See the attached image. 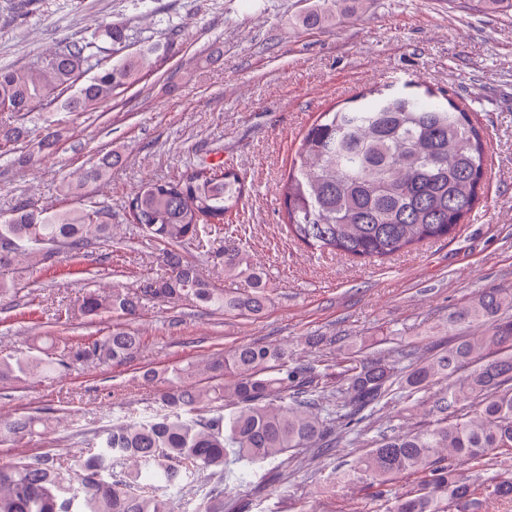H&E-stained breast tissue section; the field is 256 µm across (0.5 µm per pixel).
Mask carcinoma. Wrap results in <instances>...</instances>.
Returning a JSON list of instances; mask_svg holds the SVG:
<instances>
[{
    "mask_svg": "<svg viewBox=\"0 0 512 512\" xmlns=\"http://www.w3.org/2000/svg\"><path fill=\"white\" fill-rule=\"evenodd\" d=\"M344 2L316 0L302 25L339 23L353 10ZM128 41L127 26L114 23L36 64L0 68V144L19 141L24 129L13 121L38 107L87 112L134 84L144 57L160 45L128 52ZM108 52L112 61L104 64ZM113 157L109 151L79 170L76 186L102 181ZM486 161L483 132L452 98L441 105L376 86L352 107L321 113L303 136L280 185L287 232L322 254L383 262L450 237L480 204ZM244 194L243 178L221 165L142 182L129 209L141 236L162 246L160 272L132 289L116 284L86 292L80 314L91 322L112 313L132 320L145 303L182 301L204 313L261 314L271 285L245 246L217 255L222 288L181 254L210 237ZM110 243L104 210L19 202L0 219V269L44 265L57 246L79 262L90 245ZM242 278L250 290L233 287ZM17 306L19 289L1 278L0 309ZM465 326L470 331L446 349L427 357L402 354L410 359L404 368L384 356L349 351L334 388L313 364L273 343H240L202 364L148 369L146 381L166 383L153 412L95 432L70 473L49 454L0 466V512H176L174 492L200 497L198 512H224L231 465L272 461L295 449L327 451L366 409L388 403L398 389L419 392L439 379L446 387L417 404L434 420L381 435L343 477L365 480L380 494L400 477H416V487L392 497L386 512H448L445 500L457 512H480L476 481L500 459H512V292L483 290L448 314V334ZM140 346L137 330L114 327L61 358L49 346L0 357V382L50 377L75 364L121 366ZM49 427L43 412H25L0 421V442L42 435ZM462 462L478 466L475 477L459 470ZM488 488L512 501L508 470L491 477Z\"/></svg>",
    "mask_w": 512,
    "mask_h": 512,
    "instance_id": "1",
    "label": "carcinoma"
}]
</instances>
